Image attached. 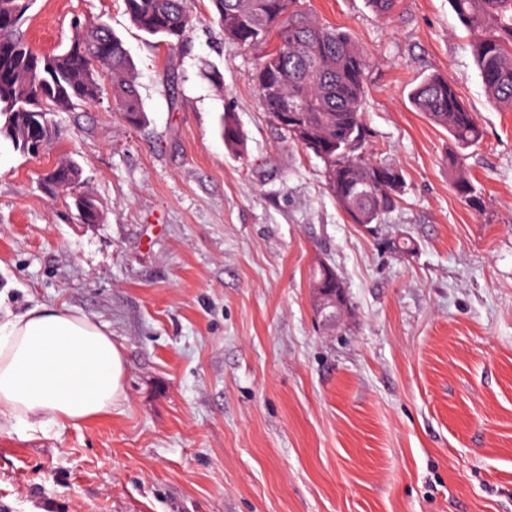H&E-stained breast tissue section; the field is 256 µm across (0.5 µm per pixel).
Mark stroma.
Instances as JSON below:
<instances>
[{
    "instance_id": "stroma-1",
    "label": "stroma",
    "mask_w": 512,
    "mask_h": 512,
    "mask_svg": "<svg viewBox=\"0 0 512 512\" xmlns=\"http://www.w3.org/2000/svg\"><path fill=\"white\" fill-rule=\"evenodd\" d=\"M306 7L367 55L365 150L405 175L381 223H352L323 162L269 120L250 80L264 50L225 40L210 0H191L179 46L123 0H34L35 51L65 49L76 19L112 28L145 119L124 122L106 90L55 113L39 157L0 145V320L69 308L126 360L109 415L0 421V512H512V111L488 103L449 0ZM437 73L485 130L465 151L472 202L447 130L410 102ZM227 112L243 152L224 144ZM65 159L80 183L46 193ZM322 261L348 300L333 324L314 309ZM463 159L462 154L458 153L456 150H452L448 154V167L459 171V175L454 182V187L461 197L471 201L474 197V188L470 181L462 174Z\"/></svg>"
}]
</instances>
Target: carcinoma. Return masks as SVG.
<instances>
[{
	"label": "carcinoma",
	"instance_id": "obj_1",
	"mask_svg": "<svg viewBox=\"0 0 512 512\" xmlns=\"http://www.w3.org/2000/svg\"><path fill=\"white\" fill-rule=\"evenodd\" d=\"M225 39L245 47L267 43L277 34V47L262 55L252 80L272 122L284 134L279 113L290 103L304 102L294 122L308 135L306 145L324 163L326 185L336 201L379 224L394 210L405 177L394 163L366 155L363 144L367 57L350 33L311 18L302 0H211ZM460 22L473 35L472 49L484 89L498 107L512 109V0H450ZM130 23L171 46L184 42L192 24L189 0H123ZM32 0H0V139L31 155L49 146L57 130L52 113L79 102L99 99L104 77L112 88L113 110L136 126L145 116L133 66L124 43L104 24L76 20L69 46L60 52L36 53L23 38L21 25ZM416 111L448 130L455 150L448 167L462 170L466 149L480 143L483 129L455 86L440 74L431 75L410 93ZM224 144L244 147V135L234 114L221 122ZM82 169L62 161L49 170L44 185L59 188L80 183ZM85 224L101 220L97 200L74 199Z\"/></svg>",
	"mask_w": 512,
	"mask_h": 512
}]
</instances>
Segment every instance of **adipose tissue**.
<instances>
[{
    "label": "adipose tissue",
    "instance_id": "obj_1",
    "mask_svg": "<svg viewBox=\"0 0 512 512\" xmlns=\"http://www.w3.org/2000/svg\"><path fill=\"white\" fill-rule=\"evenodd\" d=\"M125 358L105 326L36 305L0 322V418L31 431L110 414L123 396Z\"/></svg>",
    "mask_w": 512,
    "mask_h": 512
}]
</instances>
